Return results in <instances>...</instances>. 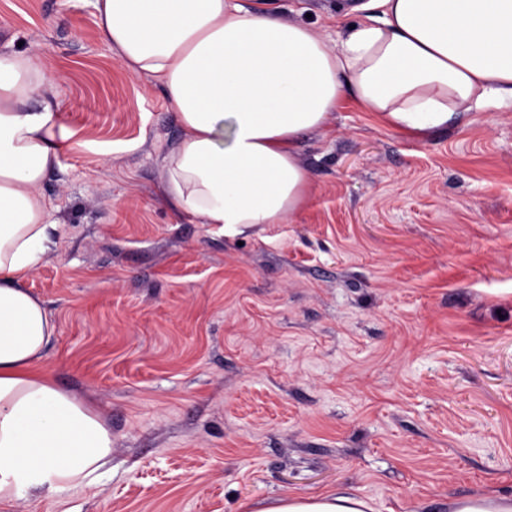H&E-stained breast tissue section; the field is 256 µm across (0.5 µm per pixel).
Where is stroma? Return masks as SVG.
Wrapping results in <instances>:
<instances>
[{
  "label": "stroma",
  "mask_w": 512,
  "mask_h": 512,
  "mask_svg": "<svg viewBox=\"0 0 512 512\" xmlns=\"http://www.w3.org/2000/svg\"><path fill=\"white\" fill-rule=\"evenodd\" d=\"M327 39L348 0H259ZM0 50L57 81L54 246L25 281L43 367L112 427L66 512H256L338 490L369 512L512 497V110L411 139L354 101L303 137L307 205L239 236L169 210L179 124L92 0H0Z\"/></svg>",
  "instance_id": "obj_1"
}]
</instances>
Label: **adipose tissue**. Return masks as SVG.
I'll return each mask as SVG.
<instances>
[{"label": "adipose tissue", "mask_w": 512, "mask_h": 512, "mask_svg": "<svg viewBox=\"0 0 512 512\" xmlns=\"http://www.w3.org/2000/svg\"><path fill=\"white\" fill-rule=\"evenodd\" d=\"M99 36L129 73L159 81L181 134L165 202L234 236L282 224L310 199L297 154L348 99L423 139L488 106L512 109V0H362L339 44L247 0H93ZM38 54L0 52V504L60 506L112 460L104 414L41 363L57 318L23 282L52 240L39 187L61 126ZM333 491L258 512H365Z\"/></svg>", "instance_id": "adipose-tissue-1"}]
</instances>
